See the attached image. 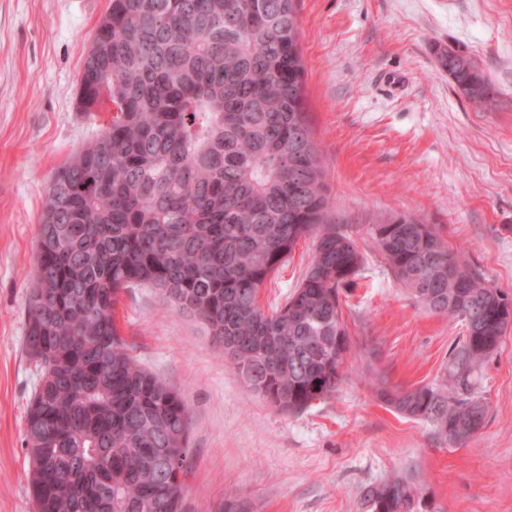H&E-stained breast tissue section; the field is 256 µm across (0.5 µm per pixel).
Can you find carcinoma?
Masks as SVG:
<instances>
[{
	"label": "carcinoma",
	"mask_w": 512,
	"mask_h": 512,
	"mask_svg": "<svg viewBox=\"0 0 512 512\" xmlns=\"http://www.w3.org/2000/svg\"><path fill=\"white\" fill-rule=\"evenodd\" d=\"M298 0H110L84 60L77 104L108 103L101 135L58 170L38 225L26 351L40 384L26 416L36 512H181L191 420L181 394L141 367L117 327L123 290H158L194 315L247 386L281 412L331 396L351 337L342 294L363 256L333 224L304 94ZM477 106L491 83L460 50L438 53ZM374 225L395 279L429 312L469 315L441 383L377 396L459 447L485 424L479 374L512 325V302L403 215ZM314 254L267 313L258 291L299 244ZM393 476L371 512H416Z\"/></svg>",
	"instance_id": "carcinoma-1"
}]
</instances>
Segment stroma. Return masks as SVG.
I'll return each instance as SVG.
<instances>
[{
  "label": "stroma",
  "instance_id": "1",
  "mask_svg": "<svg viewBox=\"0 0 512 512\" xmlns=\"http://www.w3.org/2000/svg\"><path fill=\"white\" fill-rule=\"evenodd\" d=\"M109 0H0V512H36L24 429L38 383L26 353L37 232L54 173L108 112L77 107V80ZM304 92L337 226L363 256L343 315L350 369L335 394L286 414L249 391L196 317L152 288L121 297L138 362L191 414L183 512H368L386 477L422 489L420 512H512V328L484 365L488 413L466 445L437 442L371 383L440 379L460 321L420 306L371 235L406 214L434 225L512 295V0H300ZM461 47L495 95L475 106L438 65ZM310 243L259 290L271 310L300 282Z\"/></svg>",
  "mask_w": 512,
  "mask_h": 512
}]
</instances>
